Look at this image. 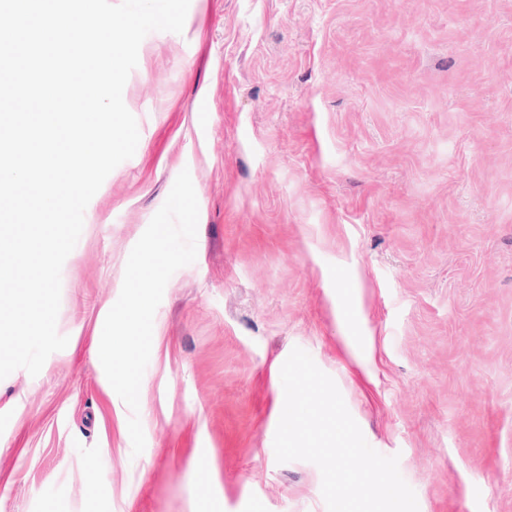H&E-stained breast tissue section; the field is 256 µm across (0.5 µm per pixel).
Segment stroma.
I'll return each instance as SVG.
<instances>
[{
    "label": "stroma",
    "mask_w": 512,
    "mask_h": 512,
    "mask_svg": "<svg viewBox=\"0 0 512 512\" xmlns=\"http://www.w3.org/2000/svg\"><path fill=\"white\" fill-rule=\"evenodd\" d=\"M123 101L139 142L63 265L68 344L0 380V512H327L273 447L296 347L419 512H512V0H191ZM185 169L196 260L154 315L136 456L99 342Z\"/></svg>",
    "instance_id": "1"
}]
</instances>
